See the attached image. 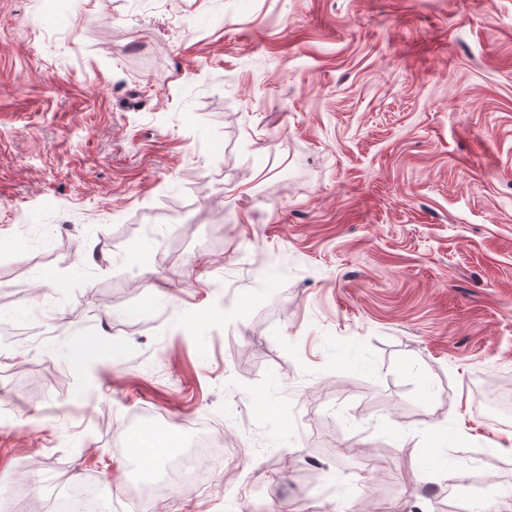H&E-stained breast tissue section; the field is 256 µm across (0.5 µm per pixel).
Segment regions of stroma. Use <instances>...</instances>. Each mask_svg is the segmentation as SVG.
<instances>
[{"label":"stroma","mask_w":512,"mask_h":512,"mask_svg":"<svg viewBox=\"0 0 512 512\" xmlns=\"http://www.w3.org/2000/svg\"><path fill=\"white\" fill-rule=\"evenodd\" d=\"M3 324L17 512H134L144 407L224 433L160 512L512 488V0H0Z\"/></svg>","instance_id":"1"}]
</instances>
